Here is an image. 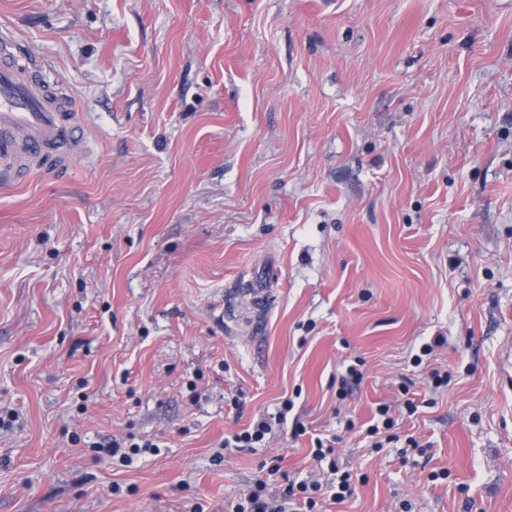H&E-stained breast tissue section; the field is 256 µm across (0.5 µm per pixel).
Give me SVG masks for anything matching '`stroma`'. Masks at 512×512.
<instances>
[{
    "label": "stroma",
    "instance_id": "obj_1",
    "mask_svg": "<svg viewBox=\"0 0 512 512\" xmlns=\"http://www.w3.org/2000/svg\"><path fill=\"white\" fill-rule=\"evenodd\" d=\"M5 31L89 150L0 189V512H231L334 465L329 512H512V0H0ZM131 435L159 452L98 450ZM378 415L382 418L381 426L378 421L376 424L369 425L365 430V438H369L370 448H384V442L379 435L392 430L396 425L395 419L389 415V408L385 405L378 407ZM271 427L269 423L262 418L255 423L253 430L248 429L232 435V440L224 439V447L226 448H253L254 443L263 441L266 434L269 433Z\"/></svg>",
    "mask_w": 512,
    "mask_h": 512
}]
</instances>
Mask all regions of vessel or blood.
<instances>
[{
  "label": "vessel or blood",
  "mask_w": 512,
  "mask_h": 512,
  "mask_svg": "<svg viewBox=\"0 0 512 512\" xmlns=\"http://www.w3.org/2000/svg\"><path fill=\"white\" fill-rule=\"evenodd\" d=\"M42 73L28 52L0 36V176L13 185L66 169L84 154L82 112L52 93Z\"/></svg>",
  "instance_id": "1"
}]
</instances>
